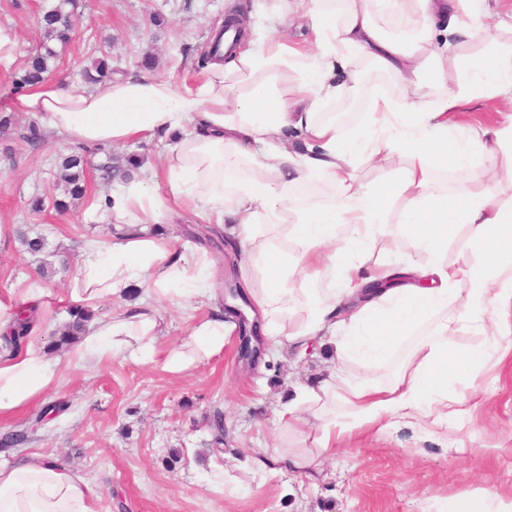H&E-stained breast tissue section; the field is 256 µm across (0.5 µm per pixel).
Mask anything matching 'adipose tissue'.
I'll list each match as a JSON object with an SVG mask.
<instances>
[{
	"label": "adipose tissue",
	"instance_id": "obj_1",
	"mask_svg": "<svg viewBox=\"0 0 512 512\" xmlns=\"http://www.w3.org/2000/svg\"><path fill=\"white\" fill-rule=\"evenodd\" d=\"M488 0H268L266 17L311 25V46L251 29L249 45L223 46L194 87L177 89L147 76L89 89L58 80L27 88L12 108L46 119L74 142L119 145L161 136L159 162L143 165L102 202L108 223L143 225L112 241L85 238L66 302L96 309L123 301L118 316L95 317L68 355L77 364L122 356L161 362L174 375L220 356L232 329L222 311L194 321L182 346L161 350L160 305L210 299L214 268L205 254L151 235L174 205L191 207L204 224L223 225L240 253V280L279 347L333 346L341 365L314 386H300L279 417L294 431L315 421L316 454L292 453L288 464L317 472L322 458L363 428L406 422L460 428L474 407L457 387L512 364V205L499 201L512 182V118L463 137L448 129L461 102L512 99V47L488 45L474 56V15H490ZM446 23L435 33L436 20ZM392 77L402 93L375 96L364 127L344 135L323 119L329 100L351 97L360 68ZM303 136L288 147L289 130ZM406 164L367 187L357 159ZM500 166L502 177L477 192L448 193L439 178L472 158ZM336 187L338 202L293 198L298 185ZM403 200L400 226L412 255L391 259L377 244L395 228L385 216ZM294 221H287V213ZM303 285L291 287L292 277ZM139 296H132V289ZM48 292L24 279L0 299V335L22 309H35L32 336L0 351V419L17 415L60 384L59 364L41 349L50 312ZM426 336H418V329ZM472 344L459 347L460 337ZM408 358L388 382L345 369L356 359L384 363L402 342ZM95 487L78 469L28 455L0 464V512H94ZM434 512H512V498L478 485Z\"/></svg>",
	"mask_w": 512,
	"mask_h": 512
}]
</instances>
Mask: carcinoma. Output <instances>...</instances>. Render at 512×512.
I'll return each mask as SVG.
<instances>
[{"label":"carcinoma","instance_id":"cac0c4a2","mask_svg":"<svg viewBox=\"0 0 512 512\" xmlns=\"http://www.w3.org/2000/svg\"><path fill=\"white\" fill-rule=\"evenodd\" d=\"M77 0H51L40 16L38 25L41 29L42 41L33 54L29 57L20 76L12 83L11 91L39 84L47 80L55 67L58 54L55 45H65L75 31L78 18L76 13ZM82 81L91 86H104L112 81V58L107 53L93 58L91 64L84 67L81 72ZM0 130L11 132L25 142L32 150H40L46 145L45 132L36 119H31L23 126L17 125L11 112L0 113ZM103 153L110 155V148L105 146H90L76 144L69 147V153L62 158L63 179L70 186L69 193L73 198H82L86 195L87 186L85 170L87 157ZM140 164L136 155H130L126 159V168L114 169L109 161L97 166L99 179L110 181L115 176H122L126 170ZM72 320L60 325L51 335L49 348L60 350L76 341L80 336L84 323L91 318V314L85 312H71ZM30 332V320L20 319L14 333L4 338V347L9 350H17L22 347ZM29 441L28 430L13 429L0 435V447L15 448L23 446Z\"/></svg>","mask_w":512,"mask_h":512}]
</instances>
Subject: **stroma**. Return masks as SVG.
<instances>
[{"instance_id": "obj_1", "label": "stroma", "mask_w": 512, "mask_h": 512, "mask_svg": "<svg viewBox=\"0 0 512 512\" xmlns=\"http://www.w3.org/2000/svg\"><path fill=\"white\" fill-rule=\"evenodd\" d=\"M47 0H0V25L17 34L13 56L0 60L3 94L40 40L38 17ZM253 0H80V20L72 40L59 50L52 79L78 80L96 50L112 54L120 78L144 71V55L155 58L151 76L174 87L192 85L197 59L207 51L215 29L228 13H248ZM397 95L386 77L364 74L358 95L331 102L344 133L364 123L373 94ZM69 146L48 135L32 151L16 136L0 133V296L24 277L39 276L55 294L67 290L76 273L81 242L112 239L98 202L110 187L90 172V190L67 214L53 208L31 214L36 196L61 194L58 157ZM43 237L41 253H30L19 239ZM205 306L162 307L161 349L186 339L193 317ZM56 359L64 357L56 352ZM329 348L312 344L305 354L268 352L252 372L237 361V335L224 338L222 357L186 375L161 365L134 364L116 356L93 368L63 364L60 386L48 401L67 408L20 448L0 450V463L25 454L57 457L92 478L95 512H432L434 499L458 497L470 486L489 483L512 497V368L483 374L461 387L460 397L475 402L471 423L461 430L423 432L398 424L385 432L362 431L344 440L325 459L320 475L308 478L272 463L276 453L313 450V427L295 436L277 412L297 384L313 385L334 369ZM266 457L265 470L252 471L254 457Z\"/></svg>"}]
</instances>
